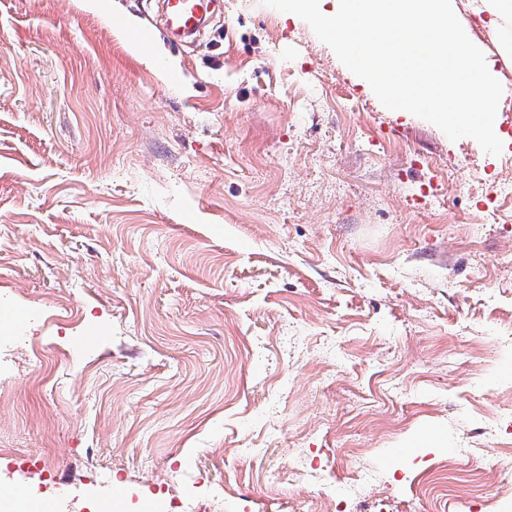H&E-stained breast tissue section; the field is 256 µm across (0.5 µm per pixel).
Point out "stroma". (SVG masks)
<instances>
[{
  "instance_id": "1",
  "label": "stroma",
  "mask_w": 512,
  "mask_h": 512,
  "mask_svg": "<svg viewBox=\"0 0 512 512\" xmlns=\"http://www.w3.org/2000/svg\"><path fill=\"white\" fill-rule=\"evenodd\" d=\"M156 13L0 0V489L320 512L294 464L355 512H506L512 57L462 7L502 74L493 156L294 14L219 0L184 46Z\"/></svg>"
}]
</instances>
